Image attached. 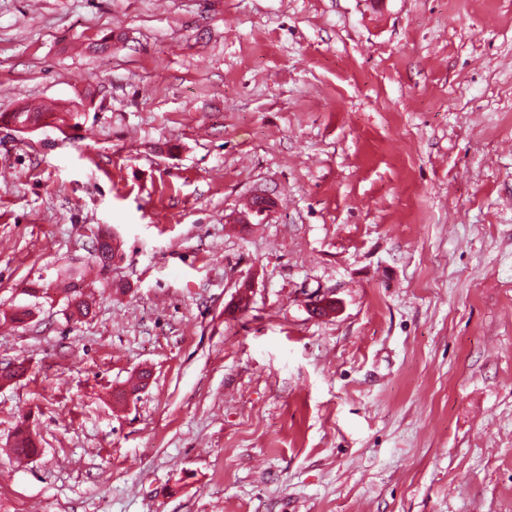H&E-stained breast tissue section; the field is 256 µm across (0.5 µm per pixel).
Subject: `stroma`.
I'll list each match as a JSON object with an SVG mask.
<instances>
[{"mask_svg":"<svg viewBox=\"0 0 512 512\" xmlns=\"http://www.w3.org/2000/svg\"><path fill=\"white\" fill-rule=\"evenodd\" d=\"M77 100L0 124V512H512V0H0ZM69 288L67 289V308L70 311V317L77 319L86 317L91 310V304L86 299L81 276H76L75 272L70 270L68 273Z\"/></svg>","mask_w":512,"mask_h":512,"instance_id":"35a3bbf8","label":"stroma"}]
</instances>
